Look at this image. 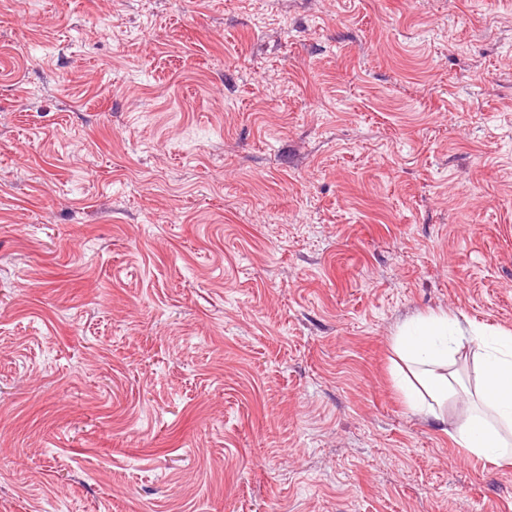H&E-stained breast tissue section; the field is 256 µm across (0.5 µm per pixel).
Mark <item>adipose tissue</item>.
<instances>
[{
  "label": "adipose tissue",
  "instance_id": "adipose-tissue-1",
  "mask_svg": "<svg viewBox=\"0 0 512 512\" xmlns=\"http://www.w3.org/2000/svg\"><path fill=\"white\" fill-rule=\"evenodd\" d=\"M482 340V412L455 428L451 438L475 458L494 464L512 463V336L485 334L477 326H463L451 313L428 314L404 323L393 343L398 360L408 371L405 395L425 419L440 421L455 390L448 380V364L465 338Z\"/></svg>",
  "mask_w": 512,
  "mask_h": 512
}]
</instances>
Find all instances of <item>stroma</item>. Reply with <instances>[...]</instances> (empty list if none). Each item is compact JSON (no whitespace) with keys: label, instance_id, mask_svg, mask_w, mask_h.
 Returning a JSON list of instances; mask_svg holds the SVG:
<instances>
[{"label":"stroma","instance_id":"obj_1","mask_svg":"<svg viewBox=\"0 0 512 512\" xmlns=\"http://www.w3.org/2000/svg\"><path fill=\"white\" fill-rule=\"evenodd\" d=\"M431 311L512 332V0H0V512H512ZM466 336L482 339L481 388L483 414H471L448 435L458 448L497 465L512 463V336L485 334L482 328L462 325L455 314L419 316L404 323L393 343L395 366L405 378L409 404L425 419L445 423L444 406L456 394L448 380V363ZM487 336V337H485ZM491 418V420L489 419ZM511 436V438H510Z\"/></svg>","mask_w":512,"mask_h":512}]
</instances>
